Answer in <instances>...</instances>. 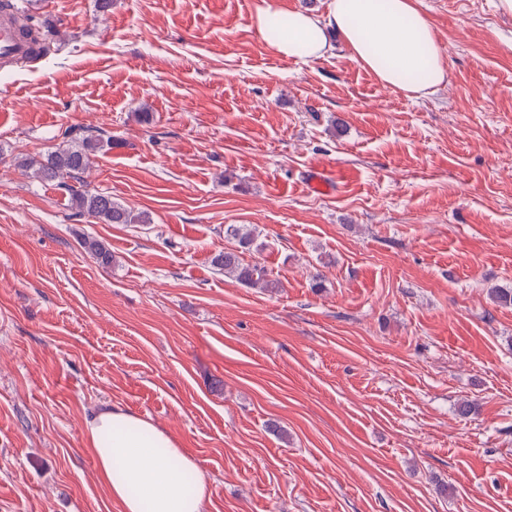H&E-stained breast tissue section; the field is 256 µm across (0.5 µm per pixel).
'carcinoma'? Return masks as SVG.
I'll return each instance as SVG.
<instances>
[{
	"label": "carcinoma",
	"instance_id": "carcinoma-1",
	"mask_svg": "<svg viewBox=\"0 0 512 512\" xmlns=\"http://www.w3.org/2000/svg\"><path fill=\"white\" fill-rule=\"evenodd\" d=\"M112 146V136H80L65 134V141L54 151L43 156H26L18 160L20 167L30 178L41 182L66 185V179L76 181L67 185L70 203L78 213L92 217L104 224H149L145 212H136L112 199L106 192L90 190L83 180L92 165V158L105 147ZM224 235L234 239L237 247L226 250L213 259L217 270L248 288L272 291L277 280L270 277L267 269L257 261H247L245 253L252 251L254 233L245 226L230 224L224 227Z\"/></svg>",
	"mask_w": 512,
	"mask_h": 512
}]
</instances>
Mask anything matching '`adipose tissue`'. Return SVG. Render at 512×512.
Returning <instances> with one entry per match:
<instances>
[{
    "mask_svg": "<svg viewBox=\"0 0 512 512\" xmlns=\"http://www.w3.org/2000/svg\"><path fill=\"white\" fill-rule=\"evenodd\" d=\"M272 5L259 9L262 40L276 53L304 63L331 54L339 35L352 60L384 85L409 97L435 93L449 82L445 57L416 0H331L326 13H288L272 24ZM100 477L121 512H205L208 482L173 438L122 406H106L84 421Z\"/></svg>",
    "mask_w": 512,
    "mask_h": 512,
    "instance_id": "adipose-tissue-1",
    "label": "adipose tissue"
}]
</instances>
